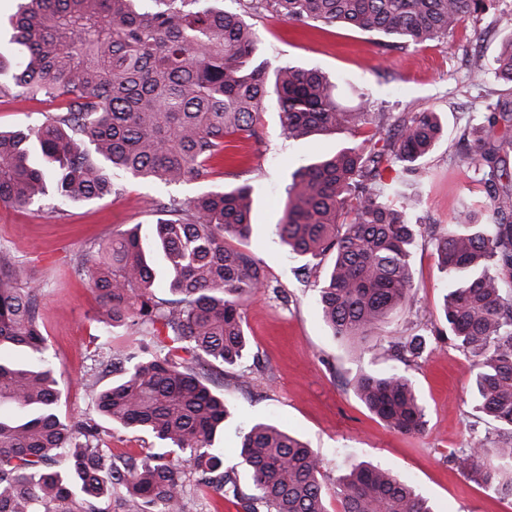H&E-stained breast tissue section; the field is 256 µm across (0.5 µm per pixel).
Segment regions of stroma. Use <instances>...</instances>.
Instances as JSON below:
<instances>
[{"label": "stroma", "mask_w": 512, "mask_h": 512, "mask_svg": "<svg viewBox=\"0 0 512 512\" xmlns=\"http://www.w3.org/2000/svg\"><path fill=\"white\" fill-rule=\"evenodd\" d=\"M512 13V0H497L494 9L466 19L439 42L391 46L383 38L331 27L302 29L274 13L247 15L270 67L317 68L337 83L341 103L353 105L366 94L371 114L436 112L444 135L424 158L430 178L417 191L410 212L414 224H447L461 204L483 196L473 169L460 162L462 134L479 124L488 102L512 101V85L487 79L479 87L468 80L472 54L493 63L504 36L499 13ZM58 105L45 98L0 97V127L38 122ZM262 142L238 143L239 165L225 168L208 182L188 181L174 187L140 180H121L118 192L92 202L70 204L51 213L46 206L0 204V254L21 263L39 290L40 322L47 338L45 356L56 367L63 414L94 417L83 378L93 365L92 353L102 339L95 319L96 293L76 264L117 231L140 225L149 232L152 212L167 195L190 199L206 189L240 184L254 190L255 224L250 249L267 271L271 288L247 301L242 313L249 338L242 368L253 374L249 388L238 389L236 368L224 369V397L232 416L224 424V467L234 470L243 492H251L247 471L236 451L240 425L272 419L319 451L323 460L326 503L337 512L336 478L351 465L368 462L398 477H410L416 492L434 512H512V496L495 494L459 473L451 454L466 447L469 428L481 417L477 409L474 358L452 342L435 340L445 325L440 311L443 276L427 239L414 241L411 252L417 296L411 307L393 315L382 336L359 349L331 336L319 313L313 287L299 282L301 258L275 242L273 228L283 216L284 187L289 173L320 155L351 142L345 132L303 140L286 137L275 98L261 114ZM422 334L429 349L405 364L388 353V344ZM395 370L411 378L426 409V428L403 434L387 428L357 398L353 382L368 370Z\"/></svg>", "instance_id": "stroma-1"}]
</instances>
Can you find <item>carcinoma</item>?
<instances>
[{"mask_svg": "<svg viewBox=\"0 0 512 512\" xmlns=\"http://www.w3.org/2000/svg\"><path fill=\"white\" fill-rule=\"evenodd\" d=\"M213 0H20L8 19L15 60L0 49V95L46 97L61 107L24 127L0 131V203L58 206L101 199L131 177L167 186L206 181L235 139L261 142L260 114L274 91L283 131L292 139L347 131L355 140L295 168L275 235L306 259L302 281L317 291L333 337L365 347L389 317L415 298L407 215L416 199L397 184L427 178L421 160L442 137L433 112L381 113L367 124V100L342 105L321 72L294 65L268 72L256 33ZM495 0H248L288 21L358 30L405 45L448 35ZM494 76L512 83V13ZM489 69L476 56L469 79ZM468 131L485 199L458 208L441 229L428 227L444 278L448 339L478 360V409L497 423L472 428L452 456L456 470L512 496V104L487 105ZM395 173L389 178L387 174ZM509 185H504V182ZM253 188L211 190L156 209L152 237L120 231L81 258L98 297L97 320L124 325L133 346L103 344L86 378L99 418L150 435L162 452L136 461L112 454L94 420L59 411L56 369L41 358L46 337L39 289L24 266L0 256V352L24 347L30 363L0 356V512H186L187 487L243 504L244 512H328L319 452L295 434L256 419L238 456L253 494L241 495L224 470L218 429L231 417L224 396L205 384L213 364L233 366L248 338L242 304L269 287L248 248ZM238 240L231 246L227 238ZM332 263L322 267L323 257ZM169 297L159 298L156 281ZM419 358L426 339L392 345ZM112 382L100 384V377ZM355 393L388 428L417 434L425 408L411 379L366 371ZM339 512H433L391 472L357 464L336 478Z\"/></svg>", "mask_w": 512, "mask_h": 512, "instance_id": "obj_1", "label": "carcinoma"}]
</instances>
